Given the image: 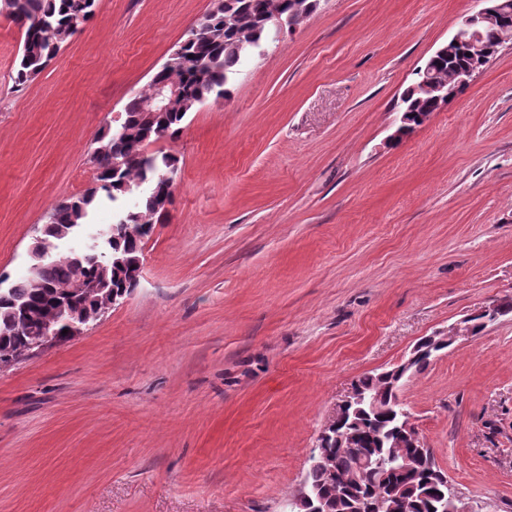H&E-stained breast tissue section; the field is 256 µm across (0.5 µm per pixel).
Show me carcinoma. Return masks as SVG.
Segmentation results:
<instances>
[{"label":"carcinoma","instance_id":"carcinoma-1","mask_svg":"<svg viewBox=\"0 0 512 512\" xmlns=\"http://www.w3.org/2000/svg\"><path fill=\"white\" fill-rule=\"evenodd\" d=\"M292 5L293 0L217 3L184 34L188 64L173 66L166 75L182 89L178 104L162 112L147 111L145 104L153 91L150 84L124 106L119 122L123 135H117L110 126L96 135L90 157L92 185L47 213L42 239L52 245L71 238L104 199L116 204L139 190L142 196L133 207L118 212L117 223L126 228L121 239L108 234L99 242L94 256L71 251L43 262L24 278L0 289V361L18 363L27 359L35 351L34 338L43 326L64 329L65 310L92 315L105 296L131 284L139 272L145 239L154 224L168 214L173 198L172 177L178 164L174 155L150 152L147 145L175 136L187 113L210 95H229L228 78L250 56L253 47L270 38L266 14L287 11ZM491 5L500 9V22L484 30V43L500 47L503 36L512 34V0H492ZM4 7L22 32L13 76L19 86L37 77L90 19L94 0H4ZM33 18L43 22L38 31L29 28ZM466 63L463 57H440L427 67L438 82L451 86L456 72ZM421 80L417 77L403 92L399 112L430 110L431 100L420 90ZM79 277L88 287L76 291L72 284ZM434 357L432 352L423 354L404 375L385 370L355 381L367 395L377 397L378 406L374 410L365 405L349 408L341 425L319 439L304 479L311 500L292 495L288 512H316L319 502L322 512H378L376 504L381 500L394 504V512H460L459 498L451 496L448 485L436 477L439 468L430 467V455L419 458L417 448L408 449L417 458L412 469L395 474L371 471L363 483L358 485L355 480L360 471L359 451L368 449L376 457L391 452V443L402 424V407L393 400L404 382L425 372Z\"/></svg>","mask_w":512,"mask_h":512}]
</instances>
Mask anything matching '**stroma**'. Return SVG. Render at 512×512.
<instances>
[{
    "mask_svg": "<svg viewBox=\"0 0 512 512\" xmlns=\"http://www.w3.org/2000/svg\"><path fill=\"white\" fill-rule=\"evenodd\" d=\"M212 0H98L34 80L0 11V274L92 184L93 138ZM474 0H321L155 149L173 202L138 286L0 368V512H283L351 383L512 297V43L401 141ZM400 398L463 512H512V314Z\"/></svg>",
    "mask_w": 512,
    "mask_h": 512,
    "instance_id": "35a3bbf8",
    "label": "stroma"
}]
</instances>
